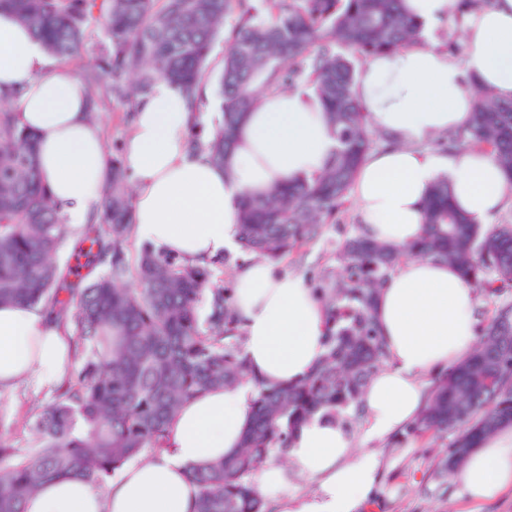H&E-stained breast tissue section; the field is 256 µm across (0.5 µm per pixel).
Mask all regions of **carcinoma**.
<instances>
[{
	"label": "carcinoma",
	"instance_id": "cac0c4a2",
	"mask_svg": "<svg viewBox=\"0 0 512 512\" xmlns=\"http://www.w3.org/2000/svg\"><path fill=\"white\" fill-rule=\"evenodd\" d=\"M57 61L82 54L91 21L105 40L87 81L126 101L161 81L192 102L205 83L213 44L224 36L218 84L217 128L206 141L192 139L227 166L239 126L264 91L303 87L325 112L336 148L319 173L275 186L239 203L241 248L255 258L279 260L333 224L371 153L372 132L356 99L355 61L390 54L424 39V25L402 10V0H0ZM485 0H457L461 25ZM472 146L496 157L512 183V100L477 88L470 123ZM132 194L120 159H112L97 223L78 241L77 256L105 269L85 282L57 254L71 236L41 177L36 135L0 106V304L40 306L69 328L77 369L56 398L31 404L24 448L0 436V512H24L25 500L61 474L98 488L145 448L163 449L169 424L188 399L249 378L230 291L215 284L207 266L177 260L147 246L131 266L127 242ZM424 233L396 248L361 235L336 253L338 272L324 271L315 285L327 313L326 352L293 385L256 382L253 419L241 451L193 467L196 512H266L253 475L292 435L321 413L339 419L360 397L386 358L373 305L396 265L429 258L459 268L495 314L480 325L479 341L459 365L437 377L427 402L405 432L433 436L446 453L437 463L448 477L461 448H478L512 424V222L483 226L458 209L448 179L431 185L423 205ZM207 302L206 317L199 306Z\"/></svg>",
	"mask_w": 512,
	"mask_h": 512
}]
</instances>
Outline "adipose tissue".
I'll use <instances>...</instances> for the list:
<instances>
[{"label":"adipose tissue","instance_id":"obj_1","mask_svg":"<svg viewBox=\"0 0 512 512\" xmlns=\"http://www.w3.org/2000/svg\"><path fill=\"white\" fill-rule=\"evenodd\" d=\"M464 58L417 45L369 59L355 86L370 127L396 147L370 154L351 191L359 232L391 245L423 233L427 188L447 177L460 210L491 223L512 203V183L493 156L479 150L439 159L420 147L433 135L467 125L470 83L512 98V0H494L465 25ZM11 103L20 126L36 133L41 175L72 230L97 217L112 168L103 136L90 119V92L73 68L55 63L9 11L0 12V102ZM192 107L176 85L158 82L137 103L123 148L134 188V238L200 265L238 252L239 200L323 169L336 142L319 102L305 89L266 94L239 131L229 169L191 153ZM235 317L243 353L256 379L293 384L322 360L327 318L302 276L272 260L234 270ZM387 356L365 387L366 422L352 441L336 420L315 416L294 434L288 467L265 463L260 493L277 488L286 469L315 480L314 492L279 503V512H359L378 481L380 462L369 444L413 421L424 407L425 380L445 373L472 351L479 334L475 288L456 267L431 259L399 265L373 310ZM72 368L66 328L39 307L0 305V395L25 383L60 384ZM256 389L245 383L186 402L170 424L166 450L125 466L104 489L58 476L25 503V512H195L198 488L186 474L233 455L252 416ZM454 479L460 512L512 493V426L473 449Z\"/></svg>","mask_w":512,"mask_h":512}]
</instances>
